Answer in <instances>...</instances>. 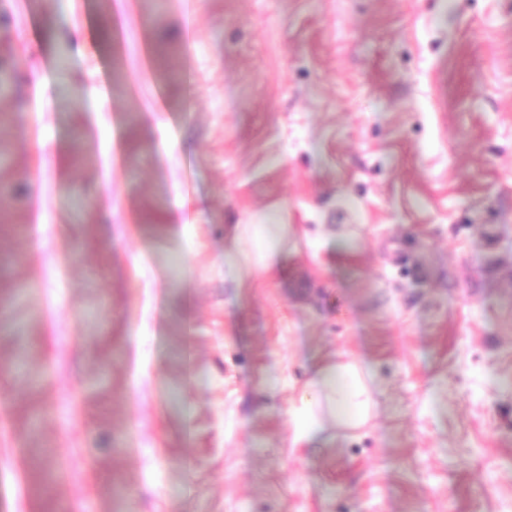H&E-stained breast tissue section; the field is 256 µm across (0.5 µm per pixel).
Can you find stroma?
<instances>
[{
    "instance_id": "stroma-1",
    "label": "stroma",
    "mask_w": 512,
    "mask_h": 512,
    "mask_svg": "<svg viewBox=\"0 0 512 512\" xmlns=\"http://www.w3.org/2000/svg\"><path fill=\"white\" fill-rule=\"evenodd\" d=\"M0 512H512V0H0ZM313 397L303 403L297 419L300 438L313 439L322 431L324 410L344 426H357L373 407L369 387L360 369L351 363L320 367L310 383Z\"/></svg>"
}]
</instances>
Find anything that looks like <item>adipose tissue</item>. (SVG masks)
<instances>
[{
    "label": "adipose tissue",
    "instance_id": "1",
    "mask_svg": "<svg viewBox=\"0 0 512 512\" xmlns=\"http://www.w3.org/2000/svg\"><path fill=\"white\" fill-rule=\"evenodd\" d=\"M310 388L313 397L304 402L297 419V433L302 438L319 435L322 415L336 418L346 426H356L367 420L373 407L366 379L351 363L320 367Z\"/></svg>",
    "mask_w": 512,
    "mask_h": 512
}]
</instances>
